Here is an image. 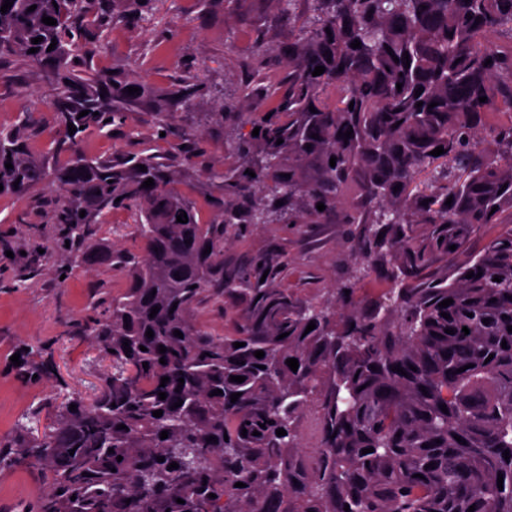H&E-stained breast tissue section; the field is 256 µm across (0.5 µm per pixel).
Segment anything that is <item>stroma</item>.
Instances as JSON below:
<instances>
[{
    "label": "stroma",
    "mask_w": 512,
    "mask_h": 512,
    "mask_svg": "<svg viewBox=\"0 0 512 512\" xmlns=\"http://www.w3.org/2000/svg\"><path fill=\"white\" fill-rule=\"evenodd\" d=\"M288 21L273 0H240L234 9L202 0H149L137 24L90 27L84 50L102 69L146 80L158 89L189 81L204 73L208 90L192 111L176 112L165 137L156 134V116L135 113L126 125L86 133L88 156L108 158L144 148L190 176L179 182L202 185L195 200L202 218H209V199L217 193L209 172L224 169V123L216 113L226 90L253 70L252 49L263 44L288 49ZM54 91L39 67L15 56L0 60V129L32 113L29 131L33 153L60 160L62 133L51 106ZM193 138L202 156L184 161L178 147ZM62 199L51 185L23 196H0V438L8 437L23 415L34 408L50 413L63 397H92L101 374L110 370L79 325L95 305L123 288L126 275L118 267L80 263L60 272L57 245L63 231L52 223ZM135 224L129 211L113 210L107 223L94 227L91 240L115 249L134 245ZM340 224H265L244 238L229 242L224 257L238 261L274 247L292 260L282 284L300 296L312 297L348 276ZM21 344L43 348L54 370L38 382L24 381L11 362ZM44 487L40 470L29 463L0 474V512H32Z\"/></svg>",
    "instance_id": "35a3bbf8"
}]
</instances>
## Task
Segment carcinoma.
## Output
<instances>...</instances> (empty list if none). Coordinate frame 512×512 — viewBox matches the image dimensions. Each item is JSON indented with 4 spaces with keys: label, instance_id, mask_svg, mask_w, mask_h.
Masks as SVG:
<instances>
[{
    "label": "carcinoma",
    "instance_id": "1",
    "mask_svg": "<svg viewBox=\"0 0 512 512\" xmlns=\"http://www.w3.org/2000/svg\"><path fill=\"white\" fill-rule=\"evenodd\" d=\"M11 2L0 13V60L51 68L68 156L50 167L32 153L24 115L0 131V194L51 182L67 199L55 223L84 244L61 247V266L101 259L128 277L85 326L112 367L94 398L73 394L42 429L33 410L0 439V471L40 466L37 512H512V46L494 41L512 33V0H307L301 16L295 0H273L295 31L288 74L243 81L224 98L226 168L211 176L224 208L207 223L156 154L90 158L76 139L124 125L143 106L164 132L207 89L199 78L160 91L91 67L84 23L137 18L141 0ZM254 56L260 70L279 60L264 46ZM317 66L325 71L314 76ZM439 146L445 153L431 155ZM149 178L154 186L142 187ZM116 203L133 215L138 252L89 242ZM260 224L346 225L352 278L323 300L302 298L280 284L290 266L280 252L224 261V246ZM488 224L502 228L471 250ZM437 257L446 266L433 272ZM372 273L395 288L357 297L354 280ZM210 292L224 297L232 333L199 322ZM17 352L25 379L53 370L42 348Z\"/></svg>",
    "mask_w": 512,
    "mask_h": 512
}]
</instances>
